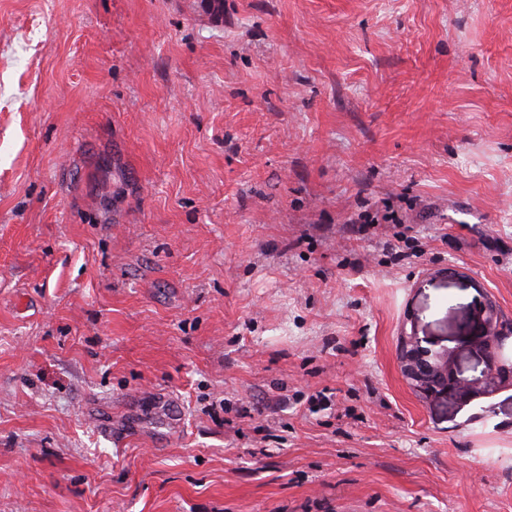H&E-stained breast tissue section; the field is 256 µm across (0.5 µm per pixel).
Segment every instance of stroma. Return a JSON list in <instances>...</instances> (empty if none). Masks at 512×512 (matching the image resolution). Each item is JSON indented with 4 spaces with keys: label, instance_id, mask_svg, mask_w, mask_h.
<instances>
[{
    "label": "stroma",
    "instance_id": "obj_1",
    "mask_svg": "<svg viewBox=\"0 0 512 512\" xmlns=\"http://www.w3.org/2000/svg\"><path fill=\"white\" fill-rule=\"evenodd\" d=\"M489 296L512 0H0V512H512ZM511 338L501 324L496 302L484 300L474 318V336L461 338V346L480 353L483 367L473 378L461 377L455 363V351L421 345L415 333L402 336L401 363L414 388L426 398L448 399V405L463 408L471 402L512 387V368L503 366L499 352Z\"/></svg>",
    "mask_w": 512,
    "mask_h": 512
}]
</instances>
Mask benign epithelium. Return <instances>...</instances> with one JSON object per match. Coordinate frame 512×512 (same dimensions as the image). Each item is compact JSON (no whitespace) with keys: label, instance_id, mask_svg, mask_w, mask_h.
Instances as JSON below:
<instances>
[{"label":"benign epithelium","instance_id":"obj_1","mask_svg":"<svg viewBox=\"0 0 512 512\" xmlns=\"http://www.w3.org/2000/svg\"><path fill=\"white\" fill-rule=\"evenodd\" d=\"M501 324L496 302L484 300L474 318V335L461 338V346L480 354L483 367L472 378H463L455 363V351L422 346L416 334L401 339L403 371L414 388L427 398L446 399L448 405L463 408L471 402L512 387V368L500 362L499 352L511 338Z\"/></svg>","mask_w":512,"mask_h":512}]
</instances>
